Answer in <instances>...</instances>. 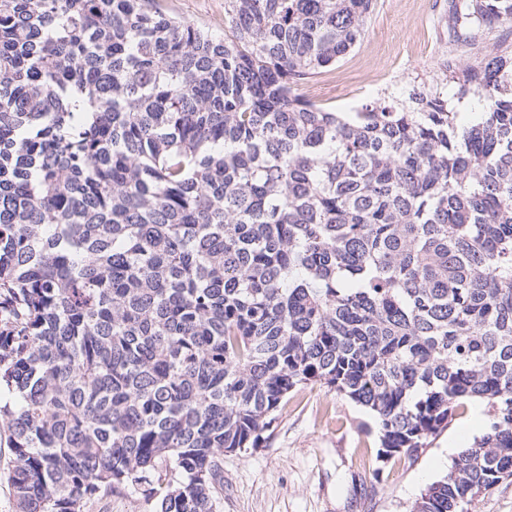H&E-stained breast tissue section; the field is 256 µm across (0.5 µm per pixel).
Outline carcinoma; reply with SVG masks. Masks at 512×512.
I'll return each mask as SVG.
<instances>
[{
	"label": "carcinoma",
	"mask_w": 512,
	"mask_h": 512,
	"mask_svg": "<svg viewBox=\"0 0 512 512\" xmlns=\"http://www.w3.org/2000/svg\"><path fill=\"white\" fill-rule=\"evenodd\" d=\"M373 0H224V36L153 0H0V429L16 512H85L169 468L216 512L224 453L292 390L415 456L474 401L487 432L411 512L512 478V47L336 112L295 92ZM512 24L469 0L461 27Z\"/></svg>",
	"instance_id": "cac0c4a2"
}]
</instances>
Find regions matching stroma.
<instances>
[{"mask_svg": "<svg viewBox=\"0 0 512 512\" xmlns=\"http://www.w3.org/2000/svg\"><path fill=\"white\" fill-rule=\"evenodd\" d=\"M172 16L224 33V0H160ZM466 0H374L360 43L336 65L297 86L304 98L339 112L406 90L442 87L449 61L512 45V27L486 29L475 44L448 34L451 10ZM488 416L457 415L418 458L382 463L370 413L322 384L293 390L260 447L224 455L216 512H410L455 456L484 434ZM149 487L128 486L86 512H156Z\"/></svg>", "mask_w": 512, "mask_h": 512, "instance_id": "35a3bbf8", "label": "stroma"}]
</instances>
